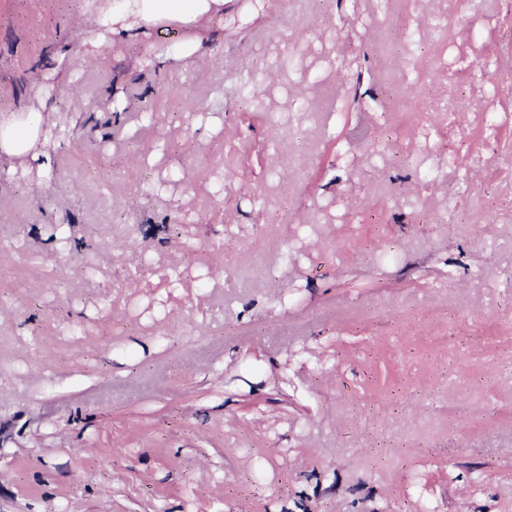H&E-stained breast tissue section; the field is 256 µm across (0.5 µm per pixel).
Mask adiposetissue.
Listing matches in <instances>:
<instances>
[{
    "label": "adipose tissue",
    "mask_w": 512,
    "mask_h": 512,
    "mask_svg": "<svg viewBox=\"0 0 512 512\" xmlns=\"http://www.w3.org/2000/svg\"><path fill=\"white\" fill-rule=\"evenodd\" d=\"M224 9V0H84L83 12L95 19L101 40L129 41L145 26L175 24L195 28ZM37 110L23 107L0 114V157L28 155L44 133Z\"/></svg>",
    "instance_id": "adipose-tissue-1"
}]
</instances>
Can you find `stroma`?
<instances>
[{
	"label": "stroma",
	"instance_id": "stroma-1",
	"mask_svg": "<svg viewBox=\"0 0 512 512\" xmlns=\"http://www.w3.org/2000/svg\"><path fill=\"white\" fill-rule=\"evenodd\" d=\"M80 13L0 0V512H512V0ZM83 16L95 19L104 41H131L144 26L196 28L224 10V0H84ZM0 114V160L26 156L32 152L43 135V144L46 141L44 131L45 121L39 111L22 107Z\"/></svg>",
	"mask_w": 512,
	"mask_h": 512
}]
</instances>
